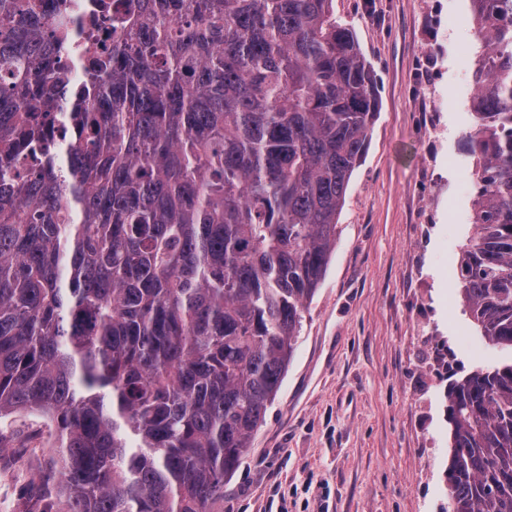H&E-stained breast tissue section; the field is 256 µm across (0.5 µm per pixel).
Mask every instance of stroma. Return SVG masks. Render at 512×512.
I'll list each match as a JSON object with an SVG mask.
<instances>
[{
    "mask_svg": "<svg viewBox=\"0 0 512 512\" xmlns=\"http://www.w3.org/2000/svg\"><path fill=\"white\" fill-rule=\"evenodd\" d=\"M370 61L381 110L341 233L280 391L224 512H444L448 392L512 362L464 311L473 232L470 0H334ZM48 451H0V512H23Z\"/></svg>",
    "mask_w": 512,
    "mask_h": 512,
    "instance_id": "obj_1",
    "label": "stroma"
}]
</instances>
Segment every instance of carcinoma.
<instances>
[{
	"label": "carcinoma",
	"mask_w": 512,
	"mask_h": 512,
	"mask_svg": "<svg viewBox=\"0 0 512 512\" xmlns=\"http://www.w3.org/2000/svg\"><path fill=\"white\" fill-rule=\"evenodd\" d=\"M474 233L458 280L512 348V0H471ZM57 140L71 44L0 0V421L53 427L55 512H224L380 111L333 0H130ZM454 512H512V364L448 392Z\"/></svg>",
	"instance_id": "carcinoma-1"
}]
</instances>
